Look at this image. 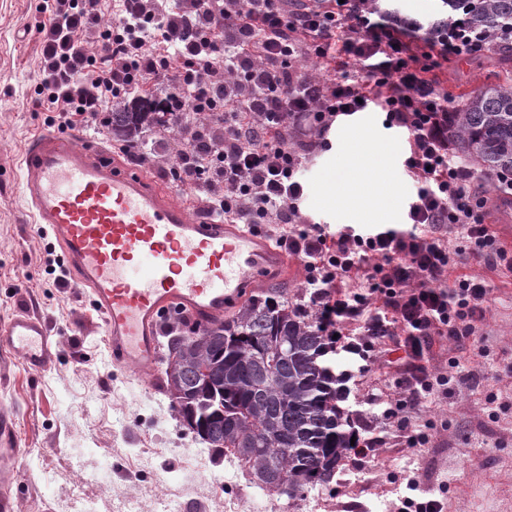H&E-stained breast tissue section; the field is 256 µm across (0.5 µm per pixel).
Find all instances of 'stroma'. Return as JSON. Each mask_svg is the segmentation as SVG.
<instances>
[{
  "instance_id": "obj_1",
  "label": "stroma",
  "mask_w": 512,
  "mask_h": 512,
  "mask_svg": "<svg viewBox=\"0 0 512 512\" xmlns=\"http://www.w3.org/2000/svg\"><path fill=\"white\" fill-rule=\"evenodd\" d=\"M39 0H0V322L19 312L43 318L55 343V358L41 373L30 372L0 348V410L13 419L17 454L0 462L10 471L0 495L12 512H72L74 494L93 501L95 512H121L122 503L137 499L151 507L158 496L178 505L179 512H224L232 501L236 512H389L407 479L426 490L447 486L445 512H512V376L464 385L450 402L421 408L412 422L433 423L431 442L421 455L386 434L369 458L346 456L332 483L303 497L272 495L249 478L234 480L235 462L211 451L179 421L163 390V372L141 377L112 365L105 344L102 316L91 302L89 288L68 282L53 287L63 252L51 234H44L23 196L21 158L29 144L58 132L54 115L35 107L39 81L40 34L45 19ZM512 74V57L491 50L483 56L448 65V103L461 104L483 85ZM375 109L356 115L353 127L336 122L328 133L330 151L304 161L306 198L303 215L336 232L351 225L368 230L385 222L402 227L407 220L411 179L403 160L404 136L383 124ZM85 146L103 148L114 166L145 176L155 187L203 215L199 192L175 188L169 172L177 136L167 133L154 163L131 161L129 152L96 133L76 129ZM375 153L378 174L387 179V198H378L369 180L359 182L373 207H338L325 201L324 187L342 152L352 140ZM287 272L267 271L251 298L268 292L309 309L303 288L301 259L288 255ZM462 273L484 277L493 293L487 303L481 335L466 342L469 366L486 371L483 347L499 357L512 356V276L471 261ZM376 381L365 375L346 382L344 403L352 426L370 438L377 424L372 399ZM498 400L490 404L488 393Z\"/></svg>"
}]
</instances>
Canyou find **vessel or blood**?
Returning <instances> with one entry per match:
<instances>
[{
    "label": "vessel or blood",
    "mask_w": 512,
    "mask_h": 512,
    "mask_svg": "<svg viewBox=\"0 0 512 512\" xmlns=\"http://www.w3.org/2000/svg\"><path fill=\"white\" fill-rule=\"evenodd\" d=\"M24 197L61 244L73 278L90 288L113 365L153 374L161 317L187 310L202 323L222 315L285 255L260 235L187 209L101 150L45 134L23 158ZM0 344L28 368L54 357L46 323L19 313Z\"/></svg>",
    "instance_id": "b4317fda"
}]
</instances>
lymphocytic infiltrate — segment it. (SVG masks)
I'll return each instance as SVG.
<instances>
[{
    "label": "lymphocytic infiltrate",
    "instance_id": "lymphocytic-infiltrate-1",
    "mask_svg": "<svg viewBox=\"0 0 512 512\" xmlns=\"http://www.w3.org/2000/svg\"><path fill=\"white\" fill-rule=\"evenodd\" d=\"M42 10L35 106L60 127L104 135L108 112L132 94L166 102L179 121L218 118L223 146L193 134L170 167L174 182L207 187L205 209L224 223L257 234L281 225L278 241L304 262L329 346L360 372L387 371L375 396L382 430L414 452L427 447L429 425L411 416L472 379L461 348L480 331L492 293L485 278L457 269L473 259L512 273V248L487 224L475 173L448 138L444 69L487 53L484 33L459 19L425 25L374 0H180L175 12L160 0H43ZM373 107L408 133L409 227L329 233L301 214V154L329 151L337 118ZM295 128L307 136L298 150L288 142ZM443 339L459 350L447 374L427 364Z\"/></svg>",
    "mask_w": 512,
    "mask_h": 512
}]
</instances>
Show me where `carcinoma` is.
Listing matches in <instances>:
<instances>
[{"label": "carcinoma", "instance_id": "carcinoma-1", "mask_svg": "<svg viewBox=\"0 0 512 512\" xmlns=\"http://www.w3.org/2000/svg\"><path fill=\"white\" fill-rule=\"evenodd\" d=\"M452 10L504 52L512 0H448ZM114 138L146 128L163 134L167 112L108 113ZM451 144L482 172L512 176V77L487 85L448 112ZM169 318L164 392L187 429L231 453L271 494L296 498L330 484L351 448L339 406L341 378L320 363L329 349L315 318L270 295L184 334Z\"/></svg>", "mask_w": 512, "mask_h": 512}]
</instances>
